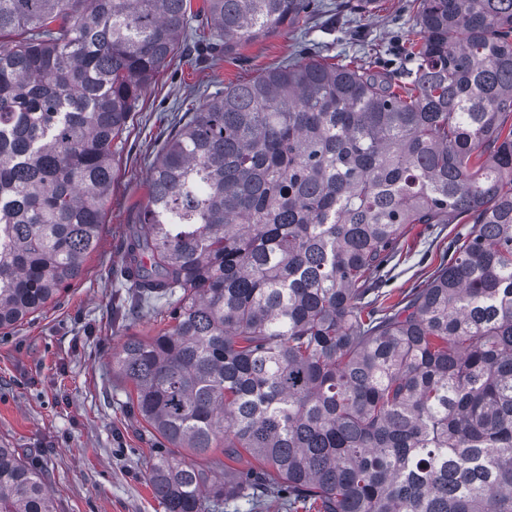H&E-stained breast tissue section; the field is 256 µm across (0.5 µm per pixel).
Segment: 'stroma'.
I'll list each match as a JSON object with an SVG mask.
<instances>
[{
	"label": "stroma",
	"mask_w": 512,
	"mask_h": 512,
	"mask_svg": "<svg viewBox=\"0 0 512 512\" xmlns=\"http://www.w3.org/2000/svg\"><path fill=\"white\" fill-rule=\"evenodd\" d=\"M298 29L282 27L238 51L206 60L185 49L141 97L116 156L96 250L82 276L42 310L0 329V446L42 472L57 512H164L145 479L163 446L130 411V383L112 371L125 337L155 335L159 317L121 316L126 291L114 273L132 211L145 202L150 164L184 113L224 87L314 50L329 61L393 58L410 37L405 0H378L360 16L347 0H317ZM461 224H412L385 270L382 290L398 301L448 260Z\"/></svg>",
	"instance_id": "35a3bbf8"
}]
</instances>
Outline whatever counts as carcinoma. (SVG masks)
Returning a JSON list of instances; mask_svg holds the SVG:
<instances>
[{
    "label": "carcinoma",
    "instance_id": "cac0c4a2",
    "mask_svg": "<svg viewBox=\"0 0 512 512\" xmlns=\"http://www.w3.org/2000/svg\"><path fill=\"white\" fill-rule=\"evenodd\" d=\"M391 67L302 53L207 98L151 166L116 272L167 323L112 371L174 448L165 512L276 488L288 512H512V0H409ZM313 0H204L231 52ZM191 0H0V328L77 279L144 90ZM409 224H469L431 279L379 300ZM0 512H56L0 447Z\"/></svg>",
    "mask_w": 512,
    "mask_h": 512
}]
</instances>
